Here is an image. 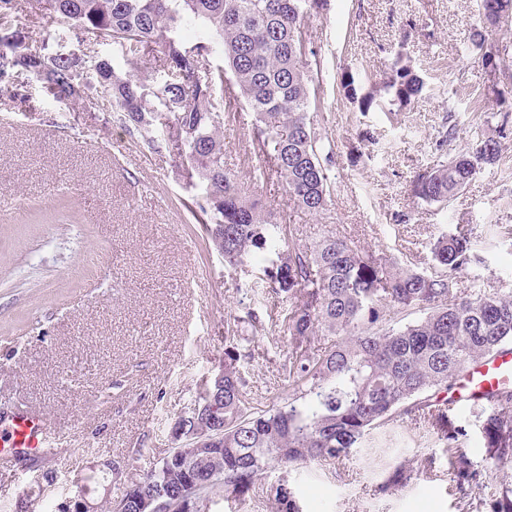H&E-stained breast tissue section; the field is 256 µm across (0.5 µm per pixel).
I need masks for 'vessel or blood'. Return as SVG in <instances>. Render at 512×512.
<instances>
[{"label": "vessel or blood", "instance_id": "vessel-or-blood-1", "mask_svg": "<svg viewBox=\"0 0 512 512\" xmlns=\"http://www.w3.org/2000/svg\"><path fill=\"white\" fill-rule=\"evenodd\" d=\"M512 384V348H503L456 375L438 395L448 413L481 414L495 402L498 391ZM51 426L38 409L20 408L0 415V446L27 453L51 443Z\"/></svg>", "mask_w": 512, "mask_h": 512}]
</instances>
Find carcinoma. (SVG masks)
<instances>
[{"label": "carcinoma", "instance_id": "1", "mask_svg": "<svg viewBox=\"0 0 512 512\" xmlns=\"http://www.w3.org/2000/svg\"><path fill=\"white\" fill-rule=\"evenodd\" d=\"M36 16L59 15L76 36H108L134 57L158 47L166 76L120 77L110 62L89 54L75 72L71 57L57 55L45 71L40 55L27 46L0 42V93L22 96L11 77L22 71L42 82L66 105L92 89L110 103L123 124H132L154 149L170 147L187 178L201 190L195 204L225 266L248 272L251 259H265L263 278L276 295L301 293L288 330L296 346L282 365L289 381L287 401L262 414L248 412L243 368L250 350L243 337L225 338L224 386L206 381L198 401L173 425L194 440L213 400L224 401V420L213 423L215 443L186 454L168 450L154 466L125 484L100 512H135L139 496L159 495L162 509L174 512L184 492L196 494L198 512L215 497L240 500L267 477L281 471L270 487L276 512H303L288 479V468L311 461L341 459L367 431L396 415L411 416L429 406L468 365L512 343L511 288H454L451 276L471 261L470 240L458 231L431 245L434 265L418 270L379 259L351 245L330 229L301 244L293 229L272 220L260 199L248 194L224 169V77L232 75L234 97L254 112L252 133L267 151L291 200L311 215H321L334 186L332 147L310 113L319 89L311 87L310 64L301 52L302 31L318 0H26ZM20 0H0V26L14 27ZM512 17V0H481L479 23L498 28ZM188 23L206 30L204 39L184 43ZM473 44L482 66L503 76L493 90L495 104L512 108V73L500 50L484 48L482 28ZM221 52L224 66L203 81L202 63ZM399 106L417 101L421 76L396 62L382 83ZM501 143L490 135L449 161L418 172L414 195L446 205L483 169L495 164ZM416 308L421 317L386 327L393 309ZM336 340L322 347L318 337ZM487 454L512 464V390L500 394L498 410L482 419ZM466 431L447 434L448 474L463 491L461 512H512V484L485 493L487 467L463 448ZM111 483L93 469L59 491L55 512H79L91 486Z\"/></svg>", "mask_w": 512, "mask_h": 512}]
</instances>
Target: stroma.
I'll return each instance as SVG.
<instances>
[{"label": "stroma", "mask_w": 512, "mask_h": 512, "mask_svg": "<svg viewBox=\"0 0 512 512\" xmlns=\"http://www.w3.org/2000/svg\"><path fill=\"white\" fill-rule=\"evenodd\" d=\"M478 23L477 0H322L304 35L324 87L313 119L334 144L326 211L314 216L290 200L252 142L255 116L243 103L224 132L225 168L279 222L310 236L330 225L405 266L429 268L433 241L467 230L482 263L459 280L512 283V121L493 102L498 77L470 40ZM18 25L44 56L83 50L65 18L47 24L23 11ZM94 48L123 77L163 69L158 49L133 62L113 39ZM399 59L424 81L421 98L405 108L382 90ZM345 72L358 93H375V110L360 111L348 96ZM27 85L26 102L0 94V200L10 203L0 209V408L21 401L44 410L58 434L53 449L36 454L38 473L53 480L38 510L52 512L58 489L90 466L112 461L128 473L163 457L198 383L223 364L226 337L249 340L244 371L256 412L287 397L280 365L295 341L291 301L264 288L260 264L249 276L225 268L172 154L150 148L93 93L71 108L40 82ZM448 117L456 134L439 152ZM501 129L496 164L448 206L413 196L417 172ZM458 426L469 431L466 451L486 461L495 492L500 475L474 416L451 417L443 428L397 416L348 456L292 472L304 512H459L444 441ZM428 459L430 472L392 484L397 468Z\"/></svg>", "instance_id": "obj_1"}]
</instances>
